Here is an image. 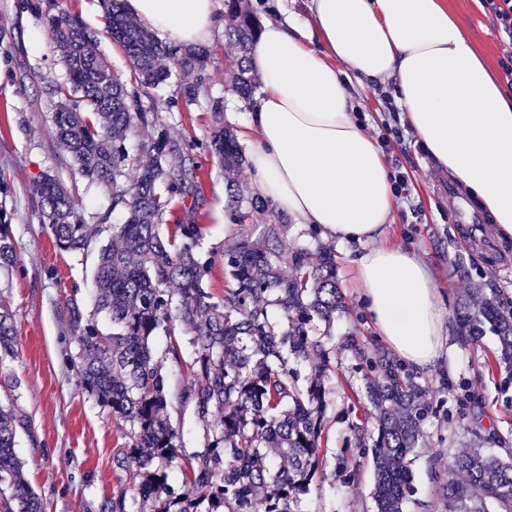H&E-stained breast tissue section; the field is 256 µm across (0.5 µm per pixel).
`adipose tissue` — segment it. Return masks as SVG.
I'll use <instances>...</instances> for the list:
<instances>
[{"label": "adipose tissue", "instance_id": "adipose-tissue-1", "mask_svg": "<svg viewBox=\"0 0 512 512\" xmlns=\"http://www.w3.org/2000/svg\"><path fill=\"white\" fill-rule=\"evenodd\" d=\"M313 26L267 21L250 51L264 79L250 114L254 188L294 224L342 243L379 336L407 366L440 368V297L409 249L379 245L393 195L379 141L353 115V76L393 82L434 163L512 242V94L493 78L447 0H312ZM159 38L207 43L224 26L217 0H124Z\"/></svg>", "mask_w": 512, "mask_h": 512}]
</instances>
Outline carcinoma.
<instances>
[{"instance_id": "cac0c4a2", "label": "carcinoma", "mask_w": 512, "mask_h": 512, "mask_svg": "<svg viewBox=\"0 0 512 512\" xmlns=\"http://www.w3.org/2000/svg\"><path fill=\"white\" fill-rule=\"evenodd\" d=\"M244 0H224V41L231 57L228 75L238 97L251 101L257 84L248 65L259 24ZM105 32L132 64L125 80L104 61L96 34L60 0H22V9L45 20L54 32V49L65 77L52 85L57 98L52 132L70 154L75 172L112 191V209L125 220L85 222L55 174L35 184L43 223L57 248L83 254L103 231L112 241L98 249L94 274L95 307L112 320L104 331L80 309L71 308V330L79 351L74 365L82 387L96 403L129 425L127 448L117 465L139 463V512H298L322 447L330 402L325 379L335 372V351L314 335L346 306L336 282V260L324 247L299 246L284 252L275 225L243 235L217 254L201 251L204 226L172 216L174 202L203 188L194 142L170 139L159 113L141 96L181 72L177 97L186 107L205 92L206 47L163 42L128 17L123 0H102ZM213 122L206 149L224 170L235 172L246 158L233 127L224 120V101L210 100ZM156 134L129 152L127 141L145 127ZM229 212L236 224L279 219L271 201L250 195L235 181L226 185ZM11 225L0 224V268L17 264ZM224 265V294L208 288L216 262ZM289 267L283 273V266ZM283 315L276 327L268 318L269 295ZM456 336L473 344L491 333L503 358L512 357V300L492 282L476 283L456 303ZM178 321L193 334L190 381L173 394L162 373L164 363H181L172 338ZM169 336L162 354L153 340ZM12 312L0 307V364L17 355ZM313 365L316 379L299 383L290 363ZM365 393L373 407L378 437L373 444L376 512H401L410 489L409 454L426 445L422 422L428 414L424 392L404 364L384 353L365 358ZM191 405L203 427L204 451L185 462L182 435L172 414ZM30 422L14 403H0V512H44L41 496L29 485L16 439ZM483 437L452 456L465 474L442 488L448 512H512V460L488 455ZM287 459L275 467L272 457ZM180 465L182 484L169 481Z\"/></svg>"}]
</instances>
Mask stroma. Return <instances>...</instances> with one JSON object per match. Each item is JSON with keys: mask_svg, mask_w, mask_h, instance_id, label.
<instances>
[{"mask_svg": "<svg viewBox=\"0 0 512 512\" xmlns=\"http://www.w3.org/2000/svg\"><path fill=\"white\" fill-rule=\"evenodd\" d=\"M62 3L102 36L99 0ZM451 5L494 76L502 77L505 47L481 0H451ZM208 46L206 93L196 105L177 101L176 88L169 85L144 97L143 107L161 112L175 142L201 145L212 124L209 100L223 98L226 119L236 126L242 148H249L256 138L249 126L252 106L238 98L225 76L223 32L214 33ZM100 49L113 71L129 75L130 63L116 45L102 36ZM63 78L49 24L22 10L21 0H0V222L11 226L20 253L16 266L0 269V304L13 312L17 327V356L0 366V399L13 398L31 419V429L19 437L16 453L46 512H99L104 499L119 493L125 494L129 512H137L139 502L132 487L136 461L127 459L120 467L113 462L125 446L128 426L85 392L69 361L77 353L70 327L72 306H79L84 317L103 327L111 325L94 306L97 252L74 255L57 249L42 223L34 193L41 174L50 172L60 176L85 218L106 213L111 223L124 220L121 211L113 210L110 194L74 176L69 155L52 133L50 85ZM347 85L359 120L381 143L390 174L401 172L409 178L410 195L395 199L383 243L412 249L420 256L446 314H453L458 296L474 282H494L512 299V245L496 238L490 222L456 223L448 205L447 172L434 164L411 128H404L402 139H393L394 114L374 97L373 83L352 77ZM195 160L204 201L186 203L182 214L204 226V251L222 252L241 235L262 231L259 220L242 224L220 220L227 209L224 173L201 148ZM318 241L336 258L348 310L333 324L318 328L337 344L336 375L327 382L332 394L317 472L301 495L298 510L375 512L372 450L356 445L357 426L374 428L372 408L366 404L361 411L348 410L349 394L364 389L366 369L343 343L353 338L369 355L387 351L388 346L363 313L349 260L351 245L328 237ZM458 258L464 260L467 275L458 273L454 264ZM451 347L449 368L416 375L430 413L423 423L427 444L414 452L413 481L403 512H448L441 489L463 479L449 464L451 451L467 445L473 432L512 438V366L500 362L496 336L489 334L466 346L455 341Z\"/></svg>", "mask_w": 512, "mask_h": 512, "instance_id": "stroma-1", "label": "stroma"}]
</instances>
